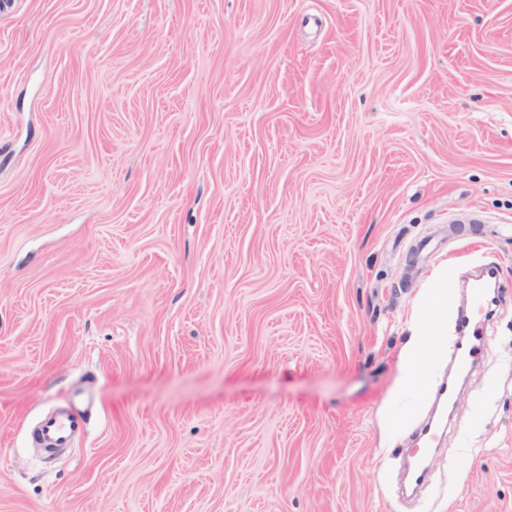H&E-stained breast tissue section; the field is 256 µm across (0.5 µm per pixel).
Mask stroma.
<instances>
[{
  "mask_svg": "<svg viewBox=\"0 0 512 512\" xmlns=\"http://www.w3.org/2000/svg\"><path fill=\"white\" fill-rule=\"evenodd\" d=\"M0 512H512V0H0ZM486 283L482 276H478L472 283L474 300L469 307L460 312V318L464 321L463 335L453 351V361L458 371H465L475 365L487 348V337L483 335V325L492 310L496 295L491 296L481 286ZM470 328L469 336L465 331ZM80 427L81 424L76 418L61 414L46 420L40 435L46 443L58 448H66L71 445Z\"/></svg>",
  "mask_w": 512,
  "mask_h": 512,
  "instance_id": "35a3bbf8",
  "label": "stroma"
}]
</instances>
